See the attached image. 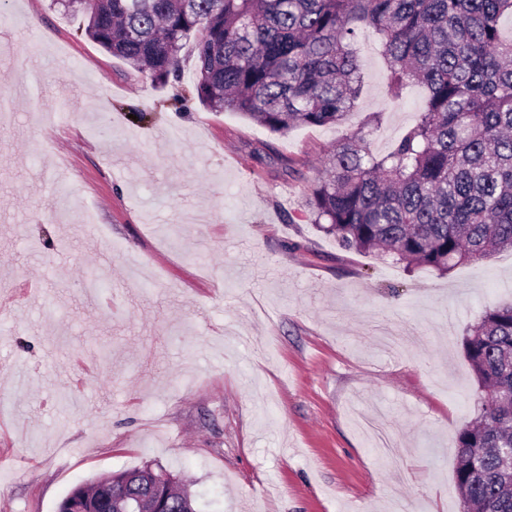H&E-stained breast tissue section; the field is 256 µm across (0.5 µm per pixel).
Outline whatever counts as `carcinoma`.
Here are the masks:
<instances>
[{
    "label": "carcinoma",
    "mask_w": 512,
    "mask_h": 512,
    "mask_svg": "<svg viewBox=\"0 0 512 512\" xmlns=\"http://www.w3.org/2000/svg\"><path fill=\"white\" fill-rule=\"evenodd\" d=\"M86 35L155 84L193 42L195 93L272 133L341 125L361 94L358 34L377 35L389 90L424 88L417 122L385 154L355 135L324 158L312 222L357 252L442 274L512 250V0H52ZM478 415L455 438L463 512H512V301L462 337ZM197 512L178 480L147 464L74 488L58 512Z\"/></svg>",
    "instance_id": "1"
}]
</instances>
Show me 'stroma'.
<instances>
[{"mask_svg": "<svg viewBox=\"0 0 512 512\" xmlns=\"http://www.w3.org/2000/svg\"><path fill=\"white\" fill-rule=\"evenodd\" d=\"M1 15L24 31L0 27V512L147 462L198 512H462L461 339L512 300V251L441 275L310 213L338 139L384 153L417 119L377 38L345 123L281 136L193 98V46L158 86L51 0Z\"/></svg>", "mask_w": 512, "mask_h": 512, "instance_id": "stroma-1", "label": "stroma"}]
</instances>
